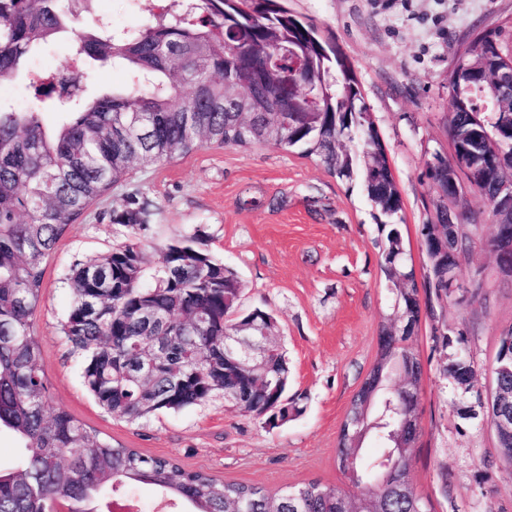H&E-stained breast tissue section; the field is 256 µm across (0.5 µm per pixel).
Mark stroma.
<instances>
[{
  "label": "stroma",
  "instance_id": "35a3bbf8",
  "mask_svg": "<svg viewBox=\"0 0 512 512\" xmlns=\"http://www.w3.org/2000/svg\"><path fill=\"white\" fill-rule=\"evenodd\" d=\"M314 23L355 73L373 115L403 210L407 262L424 285L428 258L420 230L433 214L436 187L426 175L448 155V76L471 39L512 21V0H285ZM151 211L145 241L152 265L159 249L194 228L205 247L237 273L243 312L261 309L290 367L288 393L302 414L272 426L216 398L207 405L128 421L100 408L80 378L82 358L62 333L72 265L101 256L130 234L114 223L128 192ZM374 210L360 180L345 182L297 150L208 146L134 167L89 205L45 263L34 330L49 384L48 406L69 410L113 442L227 482L280 490L311 480L349 489L336 462L350 399L372 367L378 330L392 295L374 246ZM461 291L432 300L414 344L424 366L415 484L434 512H512V464L501 461L493 429L472 394L443 374L458 357L492 380L497 338L512 328V279L492 254L460 257ZM481 279L478 294L464 292ZM448 334L449 345L435 342Z\"/></svg>",
  "mask_w": 512,
  "mask_h": 512
}]
</instances>
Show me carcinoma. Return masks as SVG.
Masks as SVG:
<instances>
[{
    "mask_svg": "<svg viewBox=\"0 0 512 512\" xmlns=\"http://www.w3.org/2000/svg\"><path fill=\"white\" fill-rule=\"evenodd\" d=\"M97 0L81 15L62 0H0V80L29 76V61L50 42L73 35L72 51L86 66L110 63L127 81L108 92L76 95L61 106L43 78L29 86L42 111L0 103V431L22 449L15 466H0V512H106L128 484L157 487L192 512H432L414 485L415 450L390 445L367 461L362 448H339L368 484L359 494L310 481L272 493L262 486L226 483L188 471L165 457H148L112 443L65 409L46 411L49 387L33 329L44 264L67 228L129 171L148 158L157 164L207 145L298 148L337 178L363 182L381 237L379 265L394 295L379 335L411 324L397 346L378 351L376 404L365 416L367 437L385 439L399 420L420 429V407L402 400L400 364L422 363L411 337L419 295L410 283L403 210L385 148L358 81L316 26L279 0H159L150 18L115 30L98 18ZM469 67V91L448 81L447 131L452 152L469 155L474 172L455 175L464 199L481 193L495 213V185L512 180V28L479 34L459 56ZM63 112L54 127L41 112ZM429 178L441 191L436 222L422 228L430 277L427 288L449 294L459 257L475 245L466 224H450L448 170ZM117 224L131 236L99 259L78 263L67 277L72 301L62 332L82 354L81 376L96 404L119 418L147 419L203 406L239 389L249 414L274 425L303 411L288 397V361L270 347L263 387L250 385L252 363L224 362V332L264 314L240 311L241 284L224 278V263L204 248L203 231L163 247L162 264L147 275L144 243L149 212L139 194L124 199ZM443 374L470 392L473 364L458 358ZM493 380L512 391V358L497 350ZM402 482L382 480L384 465Z\"/></svg>",
    "mask_w": 512,
    "mask_h": 512,
    "instance_id": "obj_1",
    "label": "carcinoma"
}]
</instances>
